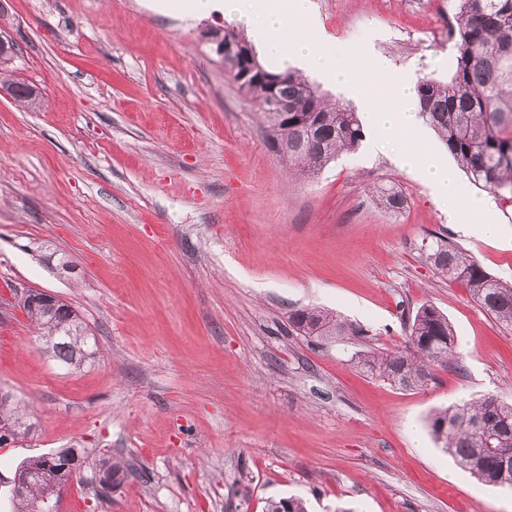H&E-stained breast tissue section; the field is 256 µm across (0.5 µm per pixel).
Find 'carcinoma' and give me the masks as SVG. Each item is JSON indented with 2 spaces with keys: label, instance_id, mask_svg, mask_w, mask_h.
<instances>
[{
  "label": "carcinoma",
  "instance_id": "1",
  "mask_svg": "<svg viewBox=\"0 0 512 512\" xmlns=\"http://www.w3.org/2000/svg\"><path fill=\"white\" fill-rule=\"evenodd\" d=\"M448 38L455 56L447 78L424 77L417 84L418 107L425 123L448 153L477 184L512 203V0H455ZM258 104L266 124L268 149L300 176L320 171L339 153L358 148L364 130L356 112L327 102L308 79L295 71L262 68L261 78L238 84ZM35 89L14 84L17 100L39 104ZM380 205L399 211L404 197L384 188ZM436 274L466 288L474 301L501 324L512 326V285L487 272L469 253L442 238L426 246ZM68 304L27 310L43 336L53 337L52 358L63 367H79L95 358L96 345L81 335L82 322L71 317ZM293 332L310 339L365 336L359 325L317 308L301 307L288 317ZM455 338L447 316L423 305L407 326L405 345L397 350L369 347L354 363L367 374L402 390H415L434 378L438 367L456 359ZM23 422L19 407L0 398V422ZM429 433L443 451L486 486L512 488V404L494 395L476 403L433 413ZM31 486L11 498L13 512H57L53 489L66 474L44 453L19 463ZM99 470L112 473V488L130 475L122 461L98 460ZM267 512H307L296 496L271 500Z\"/></svg>",
  "mask_w": 512,
  "mask_h": 512
}]
</instances>
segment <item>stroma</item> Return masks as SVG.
<instances>
[{
	"mask_svg": "<svg viewBox=\"0 0 512 512\" xmlns=\"http://www.w3.org/2000/svg\"><path fill=\"white\" fill-rule=\"evenodd\" d=\"M326 40L364 66L447 77L453 0H313ZM152 0H0L17 52L0 80V392L33 432L0 446V475L25 457L84 448L133 471L111 498L72 481L59 512H512V490L479 484L432 440L434 411L512 400V329L424 250L441 235L512 283V206L481 240L396 165L382 130L308 177L266 146L259 110L204 31ZM381 185L406 199L392 212ZM71 261L59 273L52 255ZM27 290L71 305L95 363L57 364L20 307ZM448 318L459 359L420 390L358 370L354 353L400 347L402 312ZM309 306L369 331L316 343L288 330Z\"/></svg>",
	"mask_w": 512,
	"mask_h": 512,
	"instance_id": "stroma-1",
	"label": "stroma"
}]
</instances>
